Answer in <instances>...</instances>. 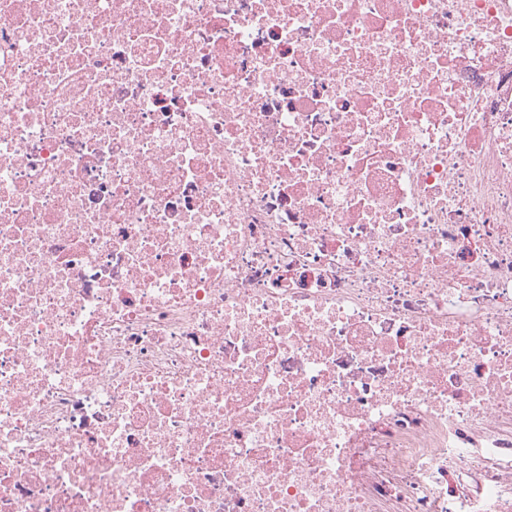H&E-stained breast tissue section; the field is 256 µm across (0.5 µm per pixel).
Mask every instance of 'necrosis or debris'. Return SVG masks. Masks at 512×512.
I'll list each match as a JSON object with an SVG mask.
<instances>
[{"label": "necrosis or debris", "instance_id": "obj_1", "mask_svg": "<svg viewBox=\"0 0 512 512\" xmlns=\"http://www.w3.org/2000/svg\"><path fill=\"white\" fill-rule=\"evenodd\" d=\"M0 512H512V0H0Z\"/></svg>", "mask_w": 512, "mask_h": 512}]
</instances>
